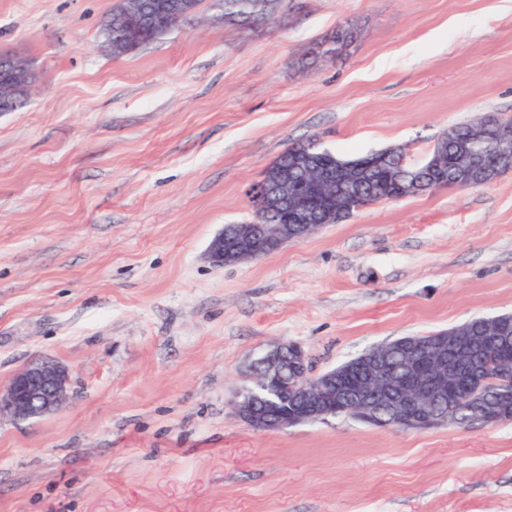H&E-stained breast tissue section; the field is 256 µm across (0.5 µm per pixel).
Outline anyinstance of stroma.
Instances as JSON below:
<instances>
[{
  "mask_svg": "<svg viewBox=\"0 0 512 512\" xmlns=\"http://www.w3.org/2000/svg\"><path fill=\"white\" fill-rule=\"evenodd\" d=\"M119 2L0 0V56L32 76L0 112V386L35 361L69 375L53 413L0 420V512H512V421L262 432L234 407L280 345L319 374L512 314V171L259 260L209 255L295 143L420 158L477 115L512 120V0H283L238 26L203 0L115 56Z\"/></svg>",
  "mask_w": 512,
  "mask_h": 512,
  "instance_id": "obj_1",
  "label": "stroma"
}]
</instances>
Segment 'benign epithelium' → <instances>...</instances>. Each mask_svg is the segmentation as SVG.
I'll return each mask as SVG.
<instances>
[{
	"mask_svg": "<svg viewBox=\"0 0 512 512\" xmlns=\"http://www.w3.org/2000/svg\"><path fill=\"white\" fill-rule=\"evenodd\" d=\"M154 26L153 16L144 13L129 15V28L137 34ZM29 80L26 68L16 60L10 68L0 66V96L20 89ZM477 131L482 138L496 144L512 138V123L486 115L479 117ZM445 143L452 147V164L456 186L476 188L493 183L500 176L504 164L512 165V148L503 150L490 159L473 149V141L458 135ZM446 151L439 146L421 162L411 160L409 153L399 155V161L389 165L387 176L396 185H402L405 172L418 166L435 169L443 166ZM305 177L288 183V169L274 161L263 180L250 190L255 208L263 211L283 210L290 214L285 224H244L235 246L227 249L224 236L216 237L210 246V257L217 264H230L245 257L260 258L258 243L275 251L288 241L301 240L312 234L318 225L312 223L314 213L308 202L325 199L333 203L331 188L343 183L356 187L363 173L359 169L343 170L325 164L321 154L306 152L297 158ZM490 333L505 340L512 333V317L500 316L489 322ZM466 337L454 332L441 336L419 338L400 346L404 371L394 377L390 388L378 393L370 386L381 382L388 373L387 364L392 347L378 346L365 360L367 371L360 384L347 382L329 370L312 374L308 358L297 344H287L272 351L259 361L249 393H240L236 403L238 415L258 431L281 430L310 421L323 420L336 414H347L367 423L378 419L376 399H384L387 417L395 428L427 429L445 423H454L453 409L439 411L440 403L467 400L468 408L480 423H497V416L483 402L479 390H496L506 386L507 371H512V353L503 350L486 363L463 370L448 360V353L463 349ZM67 375L54 364H32L13 376L9 385L0 388V417L25 420L48 414L58 409L66 399Z\"/></svg>",
	"mask_w": 512,
	"mask_h": 512,
	"instance_id": "benign-epithelium-1",
	"label": "benign epithelium"
}]
</instances>
